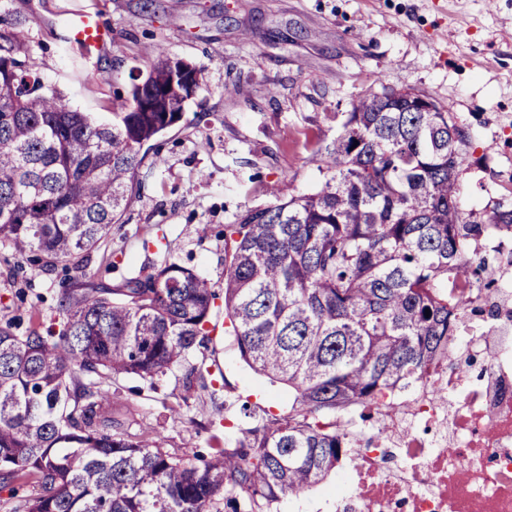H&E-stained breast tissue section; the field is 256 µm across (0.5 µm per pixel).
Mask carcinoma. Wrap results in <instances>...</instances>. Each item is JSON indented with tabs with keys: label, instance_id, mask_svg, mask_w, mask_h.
<instances>
[{
	"label": "carcinoma",
	"instance_id": "carcinoma-1",
	"mask_svg": "<svg viewBox=\"0 0 512 512\" xmlns=\"http://www.w3.org/2000/svg\"><path fill=\"white\" fill-rule=\"evenodd\" d=\"M4 13L0 3V244L38 271L77 265L133 203L201 70L173 81L176 60L159 48L101 120L44 83L25 27ZM342 116L318 151V188L275 189L224 225L225 333L249 369L288 387V413L224 401L240 438L198 464L124 430L106 380L152 384L185 361L219 298L166 256L144 276L66 294L56 335L0 325V485L35 480L24 512H272L336 470L359 423H380L448 356V336L481 313L448 283L485 271L470 246L491 228L512 236V208H461L468 135L449 107L370 92Z\"/></svg>",
	"mask_w": 512,
	"mask_h": 512
}]
</instances>
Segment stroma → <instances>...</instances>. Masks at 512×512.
Masks as SVG:
<instances>
[{"label":"stroma","mask_w":512,"mask_h":512,"mask_svg":"<svg viewBox=\"0 0 512 512\" xmlns=\"http://www.w3.org/2000/svg\"><path fill=\"white\" fill-rule=\"evenodd\" d=\"M8 0L30 36V58L46 82L81 112L109 118L112 97L147 70L161 47L202 71L181 120L144 161L122 223L82 265L58 264L34 280L25 260L0 246V323L58 328L69 292L152 272L163 253L222 289L224 226L272 201L270 189L314 190L317 152L336 136L338 113L357 94L405 89L448 106L467 134L465 212L512 207V0ZM98 15L107 47L86 54L66 38L73 11ZM237 85L228 96L224 87ZM204 232H197V225ZM187 363L147 383L113 378L116 407L130 410L129 434H161L184 458L235 439L224 400L280 412L288 389L270 385L238 358L224 315ZM209 368L205 386L185 390L190 367Z\"/></svg>","instance_id":"35a3bbf8"}]
</instances>
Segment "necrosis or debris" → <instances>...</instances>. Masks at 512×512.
<instances>
[{"label": "necrosis or debris", "mask_w": 512, "mask_h": 512, "mask_svg": "<svg viewBox=\"0 0 512 512\" xmlns=\"http://www.w3.org/2000/svg\"><path fill=\"white\" fill-rule=\"evenodd\" d=\"M484 309L462 339L485 370L471 378L452 359L435 362L429 382L407 391L384 435L396 458L358 449L343 477L342 512H512V276L490 294L468 287ZM437 425L432 438L420 426Z\"/></svg>", "instance_id": "4bbe7bcc"}]
</instances>
